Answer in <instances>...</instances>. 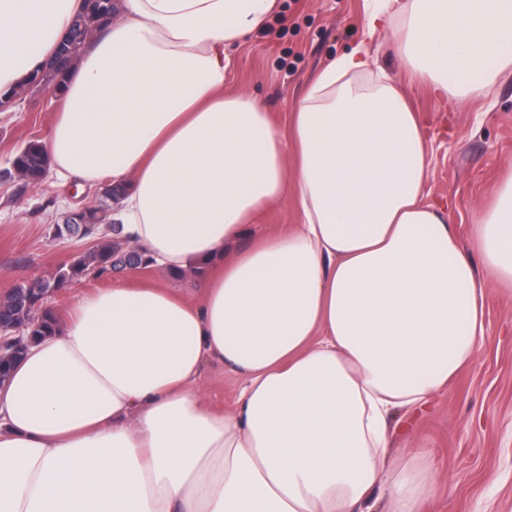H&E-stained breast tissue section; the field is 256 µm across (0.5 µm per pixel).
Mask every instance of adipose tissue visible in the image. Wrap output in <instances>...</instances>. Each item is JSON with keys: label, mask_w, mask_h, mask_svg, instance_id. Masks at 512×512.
I'll return each instance as SVG.
<instances>
[{"label": "adipose tissue", "mask_w": 512, "mask_h": 512, "mask_svg": "<svg viewBox=\"0 0 512 512\" xmlns=\"http://www.w3.org/2000/svg\"><path fill=\"white\" fill-rule=\"evenodd\" d=\"M55 94L60 181L124 193L112 220L197 300L123 280L84 293L0 387V512H420L435 482L390 467L389 424L486 339L512 288V177L473 225L476 274L427 203L423 117L364 44L330 59L285 128L224 90L225 52L278 0H117ZM84 0H0V96L43 73ZM406 72L452 106L512 75V0H366ZM300 224L248 245L246 225ZM217 363L244 379L212 411ZM296 223L297 215L294 209L291 207H273L266 212L263 224L249 226V236L242 240V243H246L250 238L259 233L283 231Z\"/></svg>", "instance_id": "1"}]
</instances>
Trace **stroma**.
Returning <instances> with one entry per match:
<instances>
[{"label":"stroma","mask_w":512,"mask_h":512,"mask_svg":"<svg viewBox=\"0 0 512 512\" xmlns=\"http://www.w3.org/2000/svg\"><path fill=\"white\" fill-rule=\"evenodd\" d=\"M363 0H281L264 31L230 49L224 90L246 91L284 126L293 101L316 72L346 48L365 43L379 65L402 82L413 108L428 117L430 174L426 199L447 202L462 248L472 249V224L512 173V78L495 88L493 104L447 111L410 79L388 34H362ZM57 98L24 96L0 112V291L44 275L85 250L86 241L54 238L68 211L100 203L99 189L47 178L37 186L4 176L17 147L46 140ZM486 340L476 361L426 406L391 422V461L427 459L440 486L424 512H512V292L491 287L485 298ZM211 409L229 408L243 384L218 364L199 381Z\"/></svg>","instance_id":"1"}]
</instances>
